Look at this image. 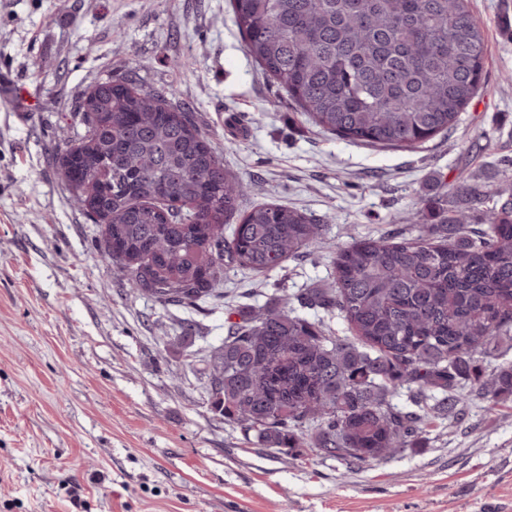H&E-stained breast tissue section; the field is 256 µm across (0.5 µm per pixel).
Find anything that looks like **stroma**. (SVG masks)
Instances as JSON below:
<instances>
[{
    "mask_svg": "<svg viewBox=\"0 0 512 512\" xmlns=\"http://www.w3.org/2000/svg\"><path fill=\"white\" fill-rule=\"evenodd\" d=\"M469 5L484 87L402 150L308 123L246 55L229 0H0V512H512V401L442 414L417 448L352 469L255 447L209 404L231 308L330 286L337 246L441 232L439 209L512 179V0ZM126 76L176 89L251 183L242 209L294 208L324 224L325 249L266 277L227 270L223 299L196 307L130 294L53 155L78 95ZM95 469L104 482L72 507Z\"/></svg>",
    "mask_w": 512,
    "mask_h": 512,
    "instance_id": "35a3bbf8",
    "label": "stroma"
}]
</instances>
